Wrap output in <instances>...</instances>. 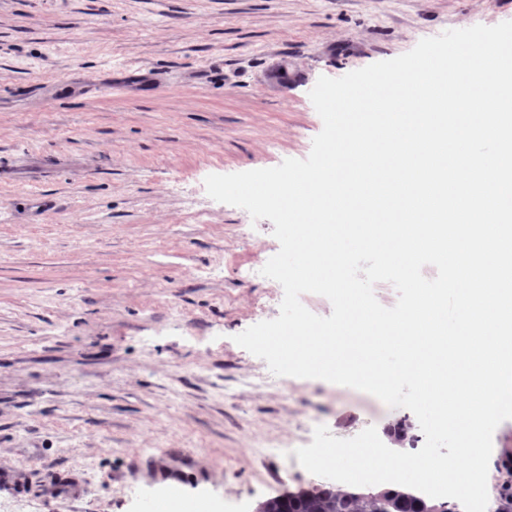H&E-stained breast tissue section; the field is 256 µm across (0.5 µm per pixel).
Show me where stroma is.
Segmentation results:
<instances>
[{
  "instance_id": "obj_1",
  "label": "stroma",
  "mask_w": 512,
  "mask_h": 512,
  "mask_svg": "<svg viewBox=\"0 0 512 512\" xmlns=\"http://www.w3.org/2000/svg\"><path fill=\"white\" fill-rule=\"evenodd\" d=\"M504 21L512 0H0V512H140L172 478L192 512H255L325 485L287 457L317 425L422 447L411 411L234 342L279 314V243L204 180L307 158L319 77ZM493 445L494 500L512 420Z\"/></svg>"
}]
</instances>
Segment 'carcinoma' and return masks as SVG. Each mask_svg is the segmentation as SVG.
Here are the masks:
<instances>
[{"mask_svg": "<svg viewBox=\"0 0 512 512\" xmlns=\"http://www.w3.org/2000/svg\"><path fill=\"white\" fill-rule=\"evenodd\" d=\"M442 505L426 498L419 501L399 489L395 496L376 497L342 485H330L312 492H295L262 502L263 512H422V506Z\"/></svg>", "mask_w": 512, "mask_h": 512, "instance_id": "obj_1", "label": "carcinoma"}]
</instances>
